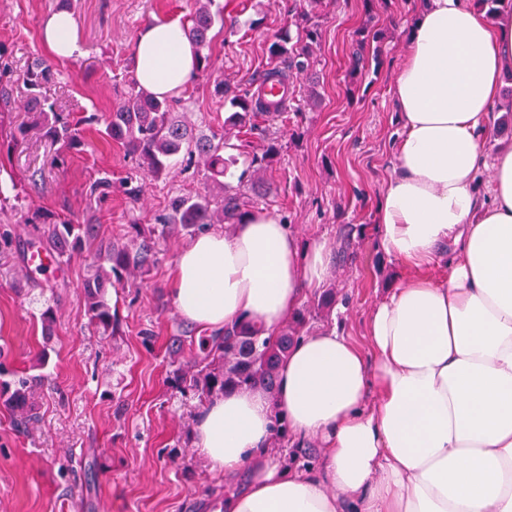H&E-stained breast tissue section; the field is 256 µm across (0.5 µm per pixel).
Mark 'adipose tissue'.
<instances>
[{"mask_svg": "<svg viewBox=\"0 0 512 512\" xmlns=\"http://www.w3.org/2000/svg\"><path fill=\"white\" fill-rule=\"evenodd\" d=\"M40 30L53 57L78 51L68 11ZM134 52L154 96L179 95L196 73L180 20L142 27ZM507 59L512 12L427 0L394 79L402 134L373 228L405 279L368 310L365 346L333 326L303 335L276 395L229 391L202 408L194 444L224 474L223 512H512V143L484 148ZM334 275L326 242L301 245L260 208L195 235L172 295L201 328L245 319L274 336ZM278 412L319 445L317 467L271 455Z\"/></svg>", "mask_w": 512, "mask_h": 512, "instance_id": "ef3b65f1", "label": "adipose tissue"}]
</instances>
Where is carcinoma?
<instances>
[{
    "label": "carcinoma",
    "mask_w": 512,
    "mask_h": 512,
    "mask_svg": "<svg viewBox=\"0 0 512 512\" xmlns=\"http://www.w3.org/2000/svg\"><path fill=\"white\" fill-rule=\"evenodd\" d=\"M215 0H196L197 7L186 20L184 29L195 46L198 72L210 68V32L217 20L223 19L220 12L212 11ZM324 0H308L307 7L294 13L293 26L296 33L285 29L268 47L273 67L264 70L253 79L265 84H286V78L297 77L304 83L303 93L298 95L296 112L312 110L320 101L319 73L314 46L318 43L319 26L323 15ZM356 52L352 55L348 72L350 90L361 83L362 72L369 67V60L377 55L366 53L370 41L369 30L362 27L356 33ZM49 72V64L33 63L27 72L26 83L30 89L39 87ZM219 90L224 95L232 112L224 123V134L237 130L239 134H256L260 140L259 151L252 155V171L247 183L232 185L222 181L231 166L237 163L234 157H224L226 142H216L205 136H196L175 112L176 100H162L140 88L137 80L130 82L128 92L112 111L104 117L106 134L120 144L136 162L134 173L125 178V183H137L130 195L137 197L140 184L146 180H158L169 173L170 159L180 154L186 156L187 164L197 161L203 166L205 182L194 194L175 193L170 196L168 207L158 217L157 227L144 234L137 224L135 239L124 243L102 246L91 255L92 274L84 281V315L96 326L107 330L118 325L112 308L106 299L108 286L120 284L130 276H145L158 262V243L181 232L192 235L212 224H236L240 217L263 202L272 192L273 184L266 173L278 162L281 154L279 139L260 126L259 120L267 122L279 116L278 105L262 97L260 90L239 92L219 81ZM24 109L31 114L29 127L42 132L44 137L63 149H71L78 143V133L67 119L37 94H30ZM112 187L108 174L90 183L87 193L100 199L107 196ZM26 222L33 225L42 249L61 264L71 254L82 248L85 242L97 237L94 224H74L67 219H58L48 224L40 210L28 211ZM336 305V290L330 288L308 307L292 316L279 330L275 338L262 336V329L245 323L234 322L224 327V332L203 338L198 351L188 359L172 361V381L190 389L200 403H205L228 390H246L262 387L275 391L280 366L288 359V353L300 336L309 328L310 321L319 313ZM48 381L39 374L21 376L14 383L6 384L0 396L7 395L5 406L17 413L16 422L29 423L33 418L30 399ZM269 448H287L286 459L291 464L311 467L318 455L312 442L293 440L286 417L275 415L274 432Z\"/></svg>",
    "instance_id": "cac0c4a2"
}]
</instances>
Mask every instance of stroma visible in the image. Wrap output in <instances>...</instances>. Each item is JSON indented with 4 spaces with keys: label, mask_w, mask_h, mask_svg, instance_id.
<instances>
[{
    "label": "stroma",
    "mask_w": 512,
    "mask_h": 512,
    "mask_svg": "<svg viewBox=\"0 0 512 512\" xmlns=\"http://www.w3.org/2000/svg\"><path fill=\"white\" fill-rule=\"evenodd\" d=\"M224 24L213 27L211 74L194 78L184 94L186 118L216 137L224 135L230 110L216 94L223 80L245 89L269 66L267 48L292 19L295 0H216ZM59 0H0V53L12 66L13 125L27 122L30 95L24 78L32 62L49 60L42 98L79 122L81 143L56 153L32 134L19 143L0 142L16 180L36 175L32 208L50 218L68 217L98 226L65 268L67 287L55 276L30 274L21 251L30 241L20 211L1 212L0 224L17 227L11 248L0 249V352L19 375L48 374L34 397L37 420L17 427L0 406V512H209L224 494V476L201 458L192 442L198 399L171 381L170 344L188 328L171 295L176 256L188 239L161 245L158 264L145 281L115 287L119 319L105 335L83 314L86 260L99 243L123 242L128 224L154 223L168 198L197 189L204 176L183 169L173 157L172 175L130 198L123 180L134 166L120 144L90 115L111 112L133 77L137 31L154 21L185 19L195 0H72L80 54L50 60L39 38L43 15ZM422 0H384L375 24L380 65L350 90L347 71L356 31L365 20L362 0H329L316 49L321 72L320 107L287 110L273 125L283 144L268 172L274 192L268 210L288 217L302 241L340 247L343 224H371L383 188L393 173L401 136L393 97L395 75L409 48V29ZM109 173L112 191L89 201L86 184ZM354 257L337 268L331 287L339 300L333 314L312 330L337 326L357 344L365 342V313L386 288L401 282L400 265L376 236L353 239ZM53 307L55 322L44 332L40 312Z\"/></svg>",
    "instance_id": "35a3bbf8"
}]
</instances>
